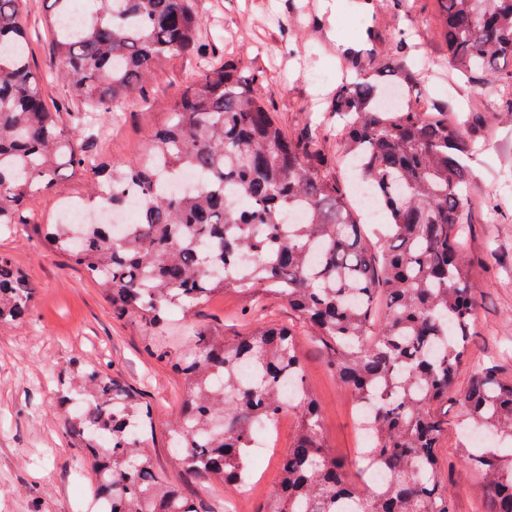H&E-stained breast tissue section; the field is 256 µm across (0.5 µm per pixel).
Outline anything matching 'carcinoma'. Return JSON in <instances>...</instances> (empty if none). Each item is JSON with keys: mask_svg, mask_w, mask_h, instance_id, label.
<instances>
[{"mask_svg": "<svg viewBox=\"0 0 512 512\" xmlns=\"http://www.w3.org/2000/svg\"><path fill=\"white\" fill-rule=\"evenodd\" d=\"M22 0H0V225L24 223L30 198L52 191L65 170L90 156L79 137L88 112L125 107L173 56L207 60L168 121L148 137L144 158L114 162L105 184L114 210L133 183L145 197L119 240L105 224H52V248L83 269L114 313L153 331L168 312L212 295H245L261 312L266 296L287 301L297 325L261 326L229 342L202 329L185 350H150L183 384L169 432L191 475L231 488L246 480L252 428L283 411L279 384L295 387L297 431L279 464L275 499L263 512H458L441 479L438 448L448 420L441 407L475 336L474 261L463 218L476 204L468 160L485 118L512 117V0H437L443 46L456 78L424 98L418 35L396 28L394 47L363 61L336 87V168L324 171L320 124L285 136L259 74L210 50L194 0H50L48 38L67 86L71 123L48 106L32 69ZM496 74L500 92L481 94ZM512 171V137L499 147ZM187 172L200 186L157 190ZM363 183L386 227L374 242L359 221ZM34 288L0 253V326L26 320ZM318 338L326 363L371 424L364 460L393 474L364 491L320 435V406L305 377L300 329ZM66 434L82 448L95 506L108 512H201L156 469L141 432L150 409L130 382L84 361L66 370ZM463 416L493 435L494 448L458 446L480 473L489 512H512V369L486 358L461 395ZM110 440V447L101 438Z\"/></svg>", "mask_w": 512, "mask_h": 512, "instance_id": "obj_1", "label": "carcinoma"}]
</instances>
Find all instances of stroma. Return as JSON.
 I'll return each instance as SVG.
<instances>
[{"instance_id":"stroma-1","label":"stroma","mask_w":512,"mask_h":512,"mask_svg":"<svg viewBox=\"0 0 512 512\" xmlns=\"http://www.w3.org/2000/svg\"><path fill=\"white\" fill-rule=\"evenodd\" d=\"M310 11L302 36L291 20L293 0H196L210 30L217 54L230 53L259 72L271 112L284 133L299 132L307 113L326 112L336 94V44H359L384 50L394 40L392 24L369 26L362 0H337L336 12L324 11L325 0H305ZM43 0H27L32 66L47 77L49 102L65 95L55 74L59 63L45 34ZM193 59L173 57L159 63L153 80L129 103L127 111L98 116L102 130L101 160L139 158L150 133L164 123L170 102L179 98L195 71ZM506 124L492 120L479 139L473 162L481 175L483 203L475 205L466 229L467 248L474 259L481 290L476 300L477 334L468 358L456 373L443 413L448 420L441 439L444 477L460 512H482L487 496L477 474L465 472L457 454L462 419L460 397L477 373L486 351L500 348L512 367V176L487 178L497 164L496 149ZM95 173L66 172L53 193L32 199L34 220L0 235V252L8 254L35 287L30 321L0 327V512H33L42 501L49 512H92L91 477L81 470L77 449L65 433L67 414L56 405V379L70 360H95L113 377L132 382L150 403V441L159 471L181 481L182 472L168 447V431L180 407L179 377L165 362L148 354L149 346L177 344L183 321L234 338L251 327L241 297L218 294L189 312L173 310L165 326L146 333L133 318L113 315L102 291L68 258L47 242L58 204L71 199L90 202ZM309 382L321 405V435L354 480L363 481L360 460L364 444L356 426L353 399L326 364L319 344L302 346ZM297 428L288 414L262 450L250 461V484L237 498L238 512H260L273 497L278 466Z\"/></svg>"}]
</instances>
